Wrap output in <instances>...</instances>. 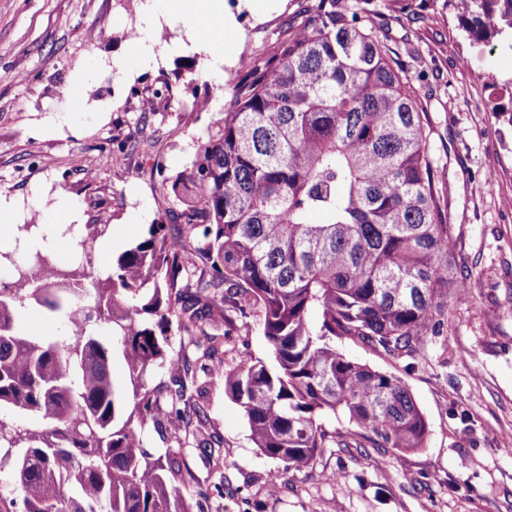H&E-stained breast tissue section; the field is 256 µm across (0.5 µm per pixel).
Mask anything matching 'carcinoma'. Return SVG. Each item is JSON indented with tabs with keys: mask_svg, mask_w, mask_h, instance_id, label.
Instances as JSON below:
<instances>
[{
	"mask_svg": "<svg viewBox=\"0 0 512 512\" xmlns=\"http://www.w3.org/2000/svg\"><path fill=\"white\" fill-rule=\"evenodd\" d=\"M361 1L338 12L336 0H309L275 52L255 56L249 80L228 84L233 106L218 130L190 170L161 181L185 206L177 232L149 225L96 274L61 267L50 245L19 263L0 254L12 271L0 288V411L43 427L23 446L0 421V466L22 512H190L174 484L181 460L141 449L138 428L160 406L145 378L172 366V324L227 336L231 315L253 309L271 358L224 372V390L282 471L349 445L326 427L332 415L359 446L424 447L427 421L407 384L326 341L419 356L464 287L424 113L391 50L359 26ZM457 17L477 45L512 35V0H467ZM29 303L67 326L28 330ZM116 355L129 391L113 382ZM187 378L185 368L171 398L178 415L193 406Z\"/></svg>",
	"mask_w": 512,
	"mask_h": 512,
	"instance_id": "cac0c4a2",
	"label": "carcinoma"
}]
</instances>
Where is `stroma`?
<instances>
[{
	"instance_id": "obj_1",
	"label": "stroma",
	"mask_w": 512,
	"mask_h": 512,
	"mask_svg": "<svg viewBox=\"0 0 512 512\" xmlns=\"http://www.w3.org/2000/svg\"><path fill=\"white\" fill-rule=\"evenodd\" d=\"M306 0H224V48L203 53L205 16L167 0H0V200L15 223L31 215L102 228L90 255L111 266L149 224L182 209L160 195L162 177L189 169L232 97L212 73L244 76L273 53ZM455 0H371L364 26L408 68L430 126L431 155L448 185L466 286L448 299V322L421 358L393 357L347 336L337 350L402 378L424 414V448L320 449L299 472H279L249 436L216 364L270 356L257 313L236 319L216 360L205 336L172 333L174 367L149 389L169 395L181 367L206 393L173 419L162 404L140 430L143 450L170 453L192 472L181 489L191 512H512V124L493 102L512 99V39L474 46L457 28ZM155 61L137 66L141 46ZM93 91L80 93V82ZM169 86V107L143 106ZM133 144L118 150L117 143Z\"/></svg>"
}]
</instances>
